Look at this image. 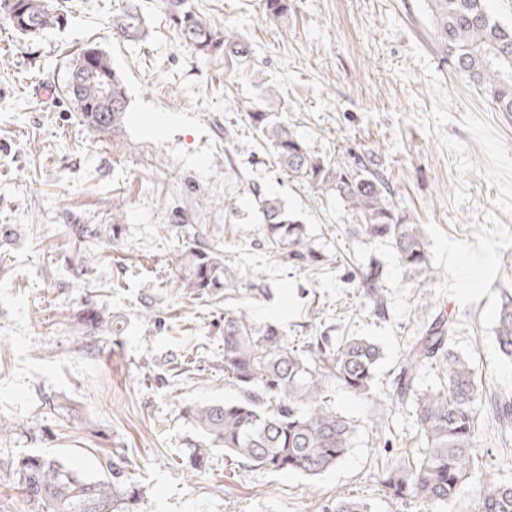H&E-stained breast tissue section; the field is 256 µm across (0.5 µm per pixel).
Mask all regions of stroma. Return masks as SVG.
<instances>
[{
  "mask_svg": "<svg viewBox=\"0 0 512 512\" xmlns=\"http://www.w3.org/2000/svg\"><path fill=\"white\" fill-rule=\"evenodd\" d=\"M61 3L67 25L35 38L0 22V512H25L10 467L27 454L77 460L90 477L104 457L123 462L139 512H321L339 493L373 512H435L385 494L377 465L418 450L394 382L423 316H453L454 351L484 387L512 394V359L495 341L501 293L512 292V114L442 62L427 0H288L277 19L263 0H188L249 44L243 60L184 45L165 0H137L148 33L136 43L111 25L127 0ZM90 42L124 80L117 136L89 130L60 93L70 53ZM44 85L45 99L34 92ZM257 106L332 167L379 170L400 214L422 225L437 280L411 281L391 248L354 234L346 208L289 178L248 123ZM258 191L306 224L317 261L269 249ZM76 224L98 238L78 240ZM195 240L224 254L216 296L179 286L177 258ZM372 258L382 317L359 285ZM240 307L299 344L320 317L329 336L383 350L371 395L330 382L357 436L318 476L244 468L220 448L205 470L188 463L200 435L184 408L238 396L223 344L224 313ZM87 308L106 319L90 338L75 328ZM479 417L482 466L448 512H480L483 485L512 456V426L485 406ZM381 426L392 444L377 439Z\"/></svg>",
  "mask_w": 512,
  "mask_h": 512,
  "instance_id": "obj_1",
  "label": "stroma"
}]
</instances>
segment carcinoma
<instances>
[{"label": "carcinoma", "mask_w": 512, "mask_h": 512, "mask_svg": "<svg viewBox=\"0 0 512 512\" xmlns=\"http://www.w3.org/2000/svg\"><path fill=\"white\" fill-rule=\"evenodd\" d=\"M427 3L432 37L443 60L490 107L512 112V24L496 19L487 0ZM166 9L182 43L196 52L250 55L249 46L235 32L216 31L187 0H166ZM0 15L27 37L67 23L59 0H0ZM112 27L128 41L143 39L146 21L135 0L113 18ZM109 88L110 99L105 97ZM63 95L91 131L115 135L122 130L129 107L126 89L98 46L72 52ZM248 118L281 169L335 197L355 217V230L363 240L392 248L410 278L420 283L437 279L421 225L405 223L378 172L367 167L332 168L273 112L256 108ZM255 203L274 252L291 260L316 258L306 225L279 197L259 193ZM178 267L181 287L195 295L228 286L224 256L218 249L189 245ZM361 275V287L374 311L385 315L379 264L369 261ZM456 328V320L439 314L407 346L397 391L412 408L422 448L417 456L382 470L379 479L391 497L423 499L438 510L463 493L482 465L477 448L483 437L478 421L483 389L472 364L452 350ZM495 340L499 350L512 358V294L507 291ZM380 359L379 346L364 337L346 336L332 344L326 336H311L302 350L278 326L256 323L246 309L224 312V377L237 386L239 396L183 410L202 437L191 448L189 463L202 470L211 450L222 448L235 460L268 472L313 477L336 466L353 448L357 427L332 406L328 382L334 379L351 392L369 395ZM427 367L438 369L442 377L436 387L424 390L417 378ZM489 405L495 419L512 424V395L497 394ZM11 473L28 512H137L142 495L118 462H107L101 474L91 478L74 463L29 454L13 464ZM321 512H372V506L339 494ZM481 512H512V480L500 478L485 486Z\"/></svg>", "instance_id": "carcinoma-1"}]
</instances>
